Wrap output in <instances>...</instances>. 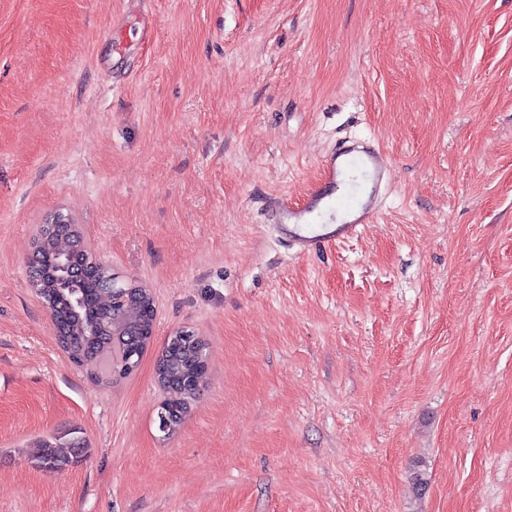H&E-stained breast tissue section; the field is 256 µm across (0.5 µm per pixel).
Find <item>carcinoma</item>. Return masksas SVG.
<instances>
[{"instance_id": "cac0c4a2", "label": "carcinoma", "mask_w": 512, "mask_h": 512, "mask_svg": "<svg viewBox=\"0 0 512 512\" xmlns=\"http://www.w3.org/2000/svg\"><path fill=\"white\" fill-rule=\"evenodd\" d=\"M69 254L82 263H94L96 275L79 281L63 278L61 257ZM32 286L63 329L58 344L74 363L101 359L109 376L126 377L139 365L150 337L141 335L154 316L144 307L135 292L112 288V268L92 251L81 225H40L32 245L30 258ZM207 344L196 336L183 338V344H166L160 358L165 377L160 381L164 392L161 413L175 429L182 415L195 400L197 390L192 380L202 376L207 366ZM84 450L80 438L65 443L45 441L38 460L42 467L54 472L81 457Z\"/></svg>"}]
</instances>
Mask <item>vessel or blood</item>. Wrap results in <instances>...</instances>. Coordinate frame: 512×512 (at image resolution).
I'll list each match as a JSON object with an SVG mask.
<instances>
[{
	"mask_svg": "<svg viewBox=\"0 0 512 512\" xmlns=\"http://www.w3.org/2000/svg\"><path fill=\"white\" fill-rule=\"evenodd\" d=\"M385 173L386 159L379 148L357 141L342 144L323 160L320 180L306 199L274 201L271 220L299 254L336 244L374 220ZM345 185L351 202L332 203V196Z\"/></svg>",
	"mask_w": 512,
	"mask_h": 512,
	"instance_id": "vessel-or-blood-1",
	"label": "vessel or blood"
}]
</instances>
